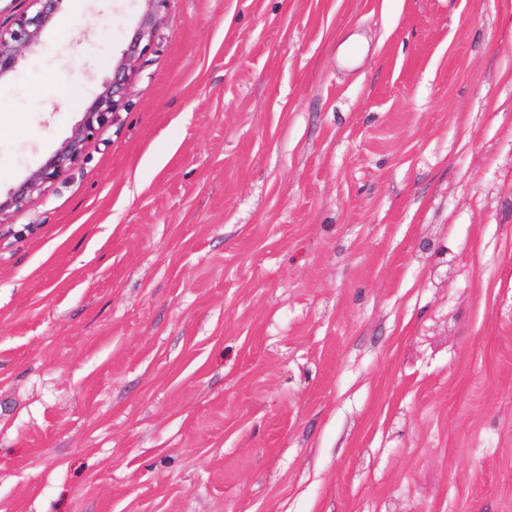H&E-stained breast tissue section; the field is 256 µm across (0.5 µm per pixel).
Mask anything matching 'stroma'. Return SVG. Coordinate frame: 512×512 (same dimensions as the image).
I'll list each match as a JSON object with an SVG mask.
<instances>
[{
    "mask_svg": "<svg viewBox=\"0 0 512 512\" xmlns=\"http://www.w3.org/2000/svg\"><path fill=\"white\" fill-rule=\"evenodd\" d=\"M144 10L0 81L1 200ZM0 512H512V0H169L0 219ZM168 0H145L146 10L123 54L118 66L112 71V80L86 109L71 137L51 155L39 169L17 187L9 197L0 200V216L12 208L22 207L45 184L51 183L81 158L84 145L94 138L102 125L109 123L113 115L124 106V90L136 73V64L151 47L153 35L160 23L162 11Z\"/></svg>",
    "mask_w": 512,
    "mask_h": 512,
    "instance_id": "stroma-1",
    "label": "stroma"
}]
</instances>
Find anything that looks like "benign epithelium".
I'll use <instances>...</instances> for the list:
<instances>
[{
    "label": "benign epithelium",
    "instance_id": "obj_1",
    "mask_svg": "<svg viewBox=\"0 0 512 512\" xmlns=\"http://www.w3.org/2000/svg\"><path fill=\"white\" fill-rule=\"evenodd\" d=\"M26 6L8 23H0V80L17 68L24 53L41 43V37L60 10L63 0H25ZM146 10L123 54L112 71V80L86 109L71 137L51 155L39 169L17 187L9 197L0 200V216L12 208L22 207L45 184L60 177L81 158L84 145L95 137L99 128L109 123L124 106V90L136 73V64L151 47L153 35L160 23L167 0H145Z\"/></svg>",
    "mask_w": 512,
    "mask_h": 512
}]
</instances>
